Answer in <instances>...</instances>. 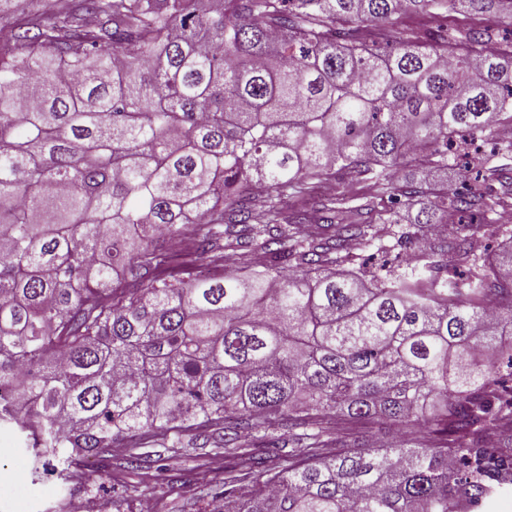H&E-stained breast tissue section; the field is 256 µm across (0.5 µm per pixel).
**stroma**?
<instances>
[{
	"instance_id": "stroma-1",
	"label": "stroma",
	"mask_w": 512,
	"mask_h": 512,
	"mask_svg": "<svg viewBox=\"0 0 512 512\" xmlns=\"http://www.w3.org/2000/svg\"><path fill=\"white\" fill-rule=\"evenodd\" d=\"M487 28L494 43H512V18L492 11L438 16L406 11L394 16L390 27L375 32L378 41L391 33L411 32L427 37L437 27L454 31L462 27ZM496 210L470 216L468 225L457 232L482 239L489 253L498 252L512 241V224L496 223ZM126 449H113L109 460L90 457L73 464L68 476L36 468L33 451L27 448L21 431L0 424V512H72L75 499L97 502L100 512H142L151 501L153 512H209L211 500L204 489L224 475L227 462L223 451L201 448L191 455L175 458L164 471L148 463L132 471L124 466Z\"/></svg>"
}]
</instances>
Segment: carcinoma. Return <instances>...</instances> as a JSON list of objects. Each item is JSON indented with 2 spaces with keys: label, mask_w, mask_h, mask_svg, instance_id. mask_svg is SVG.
<instances>
[{
  "label": "carcinoma",
  "mask_w": 512,
  "mask_h": 512,
  "mask_svg": "<svg viewBox=\"0 0 512 512\" xmlns=\"http://www.w3.org/2000/svg\"><path fill=\"white\" fill-rule=\"evenodd\" d=\"M512 0H57L0 43V423L46 469L169 439L222 448L216 512H485L512 471V244L440 234L367 279L325 267L402 214L456 143L512 112V49L369 27ZM326 227L302 238L299 226ZM261 251V269L193 275ZM380 420L423 435L366 444Z\"/></svg>",
  "instance_id": "cac0c4a2"
}]
</instances>
